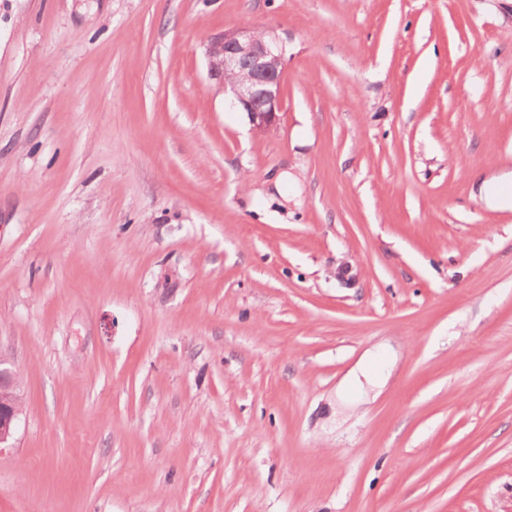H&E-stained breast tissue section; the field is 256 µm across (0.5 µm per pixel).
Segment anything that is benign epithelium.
<instances>
[{
	"label": "benign epithelium",
	"instance_id": "1",
	"mask_svg": "<svg viewBox=\"0 0 512 512\" xmlns=\"http://www.w3.org/2000/svg\"><path fill=\"white\" fill-rule=\"evenodd\" d=\"M209 78L224 86L230 103L247 113L255 130L278 120L283 89V54L265 33L227 29L203 42ZM23 411L21 381L13 363L0 353V449L12 441Z\"/></svg>",
	"mask_w": 512,
	"mask_h": 512
}]
</instances>
